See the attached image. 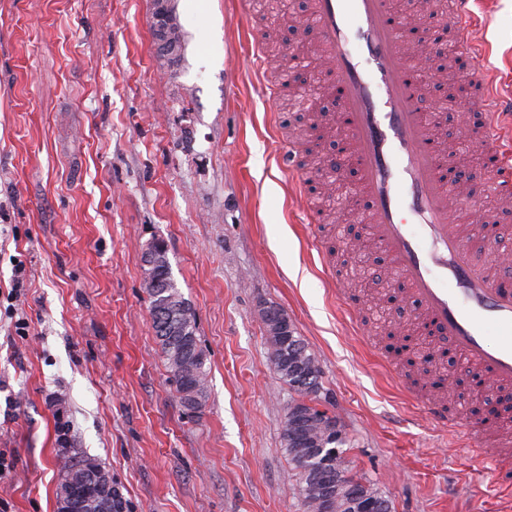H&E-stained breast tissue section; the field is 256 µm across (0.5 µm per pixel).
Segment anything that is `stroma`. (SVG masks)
I'll return each instance as SVG.
<instances>
[{
    "instance_id": "obj_1",
    "label": "stroma",
    "mask_w": 512,
    "mask_h": 512,
    "mask_svg": "<svg viewBox=\"0 0 512 512\" xmlns=\"http://www.w3.org/2000/svg\"><path fill=\"white\" fill-rule=\"evenodd\" d=\"M471 9L485 70L434 59L433 99L480 77L512 83V0ZM308 14L309 0H167L180 48L166 55L153 0H0V456L13 464L0 512H56L61 466L87 457L127 512H304L281 445L294 394L268 358L270 306L314 354L317 405L391 512H512L471 454H512V421L481 426L452 401L457 430L430 422V389L404 384L383 330L408 295L381 306L360 290L346 200L280 163L288 149L319 162L313 115L286 87L290 27ZM464 187L496 222L494 262L512 250V203L490 179ZM310 206L323 223H303ZM155 239L207 354L208 398L192 412L143 288Z\"/></svg>"
}]
</instances>
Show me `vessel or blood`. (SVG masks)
Here are the masks:
<instances>
[{
	"label": "vessel or blood",
	"mask_w": 512,
	"mask_h": 512,
	"mask_svg": "<svg viewBox=\"0 0 512 512\" xmlns=\"http://www.w3.org/2000/svg\"><path fill=\"white\" fill-rule=\"evenodd\" d=\"M471 0H453L448 22L458 29V51L472 66L484 63V48L471 40ZM320 56L332 67L340 112L322 114L323 124H341L359 170L370 236L387 252L408 286L421 321L437 345L451 346L480 375L512 387V277L490 270L466 248L462 229L449 216L454 180L439 175L441 162H455L432 132L433 116L422 111L416 65L404 41L391 0H310ZM482 123L472 142L484 168L497 176L503 196H512V163L501 143L512 135L504 114L512 97L479 83L467 103ZM440 428L456 426L445 403L424 404Z\"/></svg>",
	"instance_id": "vessel-or-blood-1"
}]
</instances>
